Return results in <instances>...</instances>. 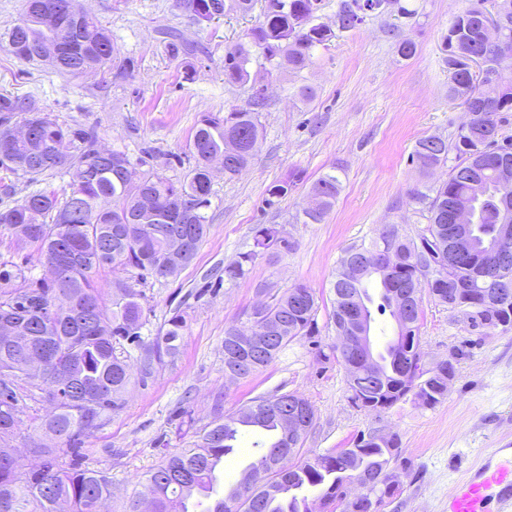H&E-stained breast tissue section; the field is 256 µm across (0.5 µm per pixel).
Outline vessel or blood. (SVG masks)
<instances>
[{
  "mask_svg": "<svg viewBox=\"0 0 512 512\" xmlns=\"http://www.w3.org/2000/svg\"><path fill=\"white\" fill-rule=\"evenodd\" d=\"M512 506V459L485 461L448 492V512H507Z\"/></svg>",
  "mask_w": 512,
  "mask_h": 512,
  "instance_id": "b4317fda",
  "label": "vessel or blood"
}]
</instances>
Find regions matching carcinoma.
Segmentation results:
<instances>
[{
    "instance_id": "carcinoma-1",
    "label": "carcinoma",
    "mask_w": 512,
    "mask_h": 512,
    "mask_svg": "<svg viewBox=\"0 0 512 512\" xmlns=\"http://www.w3.org/2000/svg\"><path fill=\"white\" fill-rule=\"evenodd\" d=\"M398 0H343L336 14L341 30H353L364 21V6L383 13ZM72 0H24L25 25L6 32L8 50L24 61H39L52 48L60 53L56 69L73 76L100 69L112 62V40L108 30L90 16L62 26ZM197 22H209L229 12L248 14L256 0H177ZM262 21L251 30L252 42L240 43L226 53L224 80L243 84L249 78L250 47L263 51L270 65L288 64L293 70L306 68L313 51L328 47L335 32L313 20L321 0H262ZM455 16L443 35L445 62L450 71L448 98L459 102L473 115L469 128L461 129L453 146L439 136L420 139L415 157L424 170L448 162L455 153L456 164L448 179L426 192L415 190L411 199L426 205L433 248L448 251L450 213L455 202L466 195L479 197L478 214L466 255H457L456 273L428 288L439 303L462 307L470 325L478 331L512 328V270L508 284L482 288V280L501 277L493 252L492 233L497 224V197L512 195V183L499 181V171L512 167V153L500 154L512 139L499 134L500 113L512 112V0H496L505 25L496 42L485 37L480 4ZM482 56L495 73L492 79H471L466 61ZM261 97L252 94L248 106L224 115L202 116L188 143L194 165L182 178L172 181L151 170L136 172L127 155L102 150L87 133L75 131L28 99L0 93V169L22 175L31 184L63 170H74L70 190H35L23 201L0 208V229L10 232L16 249H34L40 258L58 264L55 277L36 279L29 268L0 263V319L11 318L24 348L0 344V385L10 375V385L0 388V512H100L110 497L112 481L107 473L81 467L85 430L98 426L123 406L122 396L131 383L129 365L138 353L141 379L152 376L164 358L179 352L186 327L177 314L153 337L143 335L147 319L142 294L132 288L129 275L139 280L152 274L163 261L168 243L184 241V255L174 272L189 266L206 237L209 224L205 209L210 206L212 179L208 159L232 151L234 165L224 175L232 178L254 161L262 138L256 108ZM339 180L327 174L312 186L317 207L303 210V223H321L333 207ZM254 249L243 252L224 266V280L244 278L260 253H288L293 243L275 225L253 228ZM390 243L401 257L396 280L412 283L428 267L423 248L403 239L390 224L368 247L346 250L333 281L332 319L336 335L344 331L345 296L355 292L373 303L367 290L369 279L354 281L347 275L349 258L356 252H372ZM112 271V296L106 300L96 287L97 275ZM380 313L395 309L392 283L379 280ZM36 296L44 306H24ZM317 301L313 291L297 284L247 314L259 342L238 335L236 327L224 331V372L240 378L253 375L300 337L314 332ZM46 357L52 366L69 373L53 412L40 424L45 440L28 437L32 454L43 458L42 467L27 468L11 442L24 414L23 401L34 398L36 385L28 381L25 363L29 356ZM323 357L336 358L347 372L349 389H359L362 406L388 409L387 400L402 399L411 391L405 380L410 358L405 347L391 341L380 355L382 379L375 383L361 363L343 360L338 346ZM415 397L428 407L440 403L448 384L420 380ZM279 395L259 396L242 408L235 418L213 420L189 448L166 453L160 464L144 479V492L129 500L128 512H190V500L209 497L217 484L224 457L232 453L240 431L253 428L260 438L252 443L256 458L239 485L205 512H310L309 494L325 507L343 502L346 486L357 480L368 485L364 499L349 504L350 512H382L398 486L390 469L402 449L399 445L369 442L361 447L342 448L317 454L286 468L276 465L284 443L279 423Z\"/></svg>"
}]
</instances>
